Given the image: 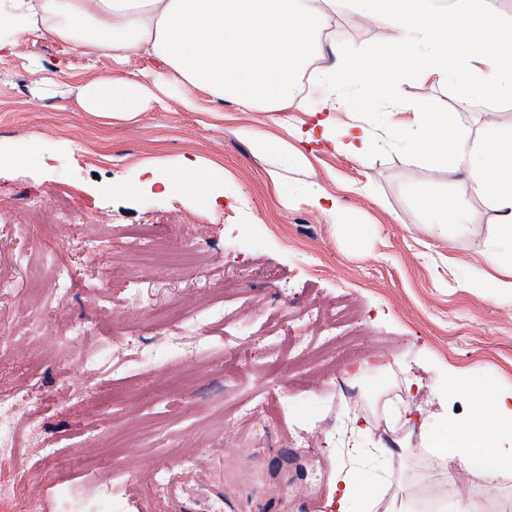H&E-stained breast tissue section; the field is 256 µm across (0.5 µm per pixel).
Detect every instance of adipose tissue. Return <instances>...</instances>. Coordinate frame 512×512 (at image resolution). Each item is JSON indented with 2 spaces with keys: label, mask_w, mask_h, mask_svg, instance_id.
<instances>
[{
  "label": "adipose tissue",
  "mask_w": 512,
  "mask_h": 512,
  "mask_svg": "<svg viewBox=\"0 0 512 512\" xmlns=\"http://www.w3.org/2000/svg\"><path fill=\"white\" fill-rule=\"evenodd\" d=\"M327 23L315 0H0V51L48 32L77 54L96 52L146 56L159 60L186 90L188 107L197 93L230 98L242 106L281 110L299 93L296 74L303 69ZM318 80L326 92V117L305 133L306 140L327 142L363 155L369 148L365 128L356 122L336 123L332 114L345 108L346 90L381 93L369 69L347 71L324 65ZM150 90L139 79L120 83L104 77L86 85L80 103L87 112L141 111ZM426 137H405L401 146L427 167L456 175L469 174L475 192L488 195L498 213L496 242L488 253L492 264L505 266L512 256V133L471 138L466 129L449 124L446 115L414 105ZM427 216L423 232L448 235L449 220L467 215L468 197L449 200L423 197ZM450 439L425 436L422 447L435 459L456 460L471 470L476 458L492 459L483 473L491 483L512 478V389L486 386L473 409L448 424ZM336 512H417L409 480L379 506L372 491L353 477L333 487Z\"/></svg>",
  "instance_id": "1"
}]
</instances>
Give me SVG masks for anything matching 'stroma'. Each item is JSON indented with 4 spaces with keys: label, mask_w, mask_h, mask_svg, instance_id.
<instances>
[{
    "label": "stroma",
    "mask_w": 512,
    "mask_h": 512,
    "mask_svg": "<svg viewBox=\"0 0 512 512\" xmlns=\"http://www.w3.org/2000/svg\"><path fill=\"white\" fill-rule=\"evenodd\" d=\"M327 31L330 42L359 48L391 36L383 21L361 23L341 4ZM320 64L311 58L300 97L279 112L203 94L190 109L174 82L142 111L101 115L79 107L84 86L132 79L158 62L78 55L48 34L0 56V335L11 343L0 353L10 426L0 481L24 472L38 512H177L157 476L178 477L182 464L208 458L214 468L196 477L204 510L218 487L233 512H329V487L348 468L325 396L334 374L371 366L357 410L371 445L409 403L425 409L424 433L444 437L478 388H512V302L469 286L486 274L512 282V269L487 260L491 198L474 194L467 175L447 177L396 150L369 158L315 145L297 162L291 131L311 125L324 104ZM400 92L448 109L472 137L512 131V106L418 79ZM254 135L284 148L256 152ZM187 159L201 164L214 195L163 188ZM146 169L158 184L144 185ZM315 194L338 200L359 226L357 243L311 206ZM426 194L470 199L447 237L421 230ZM142 236L174 252L195 249V259L157 263L131 248ZM221 288L241 295L252 335H226ZM103 295L112 305L104 326L95 319ZM342 303L359 312L353 351H337L317 372L285 352L268 361V314ZM177 308L197 320L171 332L159 317ZM74 320L87 323L89 343L66 340ZM408 378L421 385L412 398L402 389ZM297 430L308 447H294ZM390 470L387 483L372 468L365 477L385 501L409 476L419 512H433V495L506 498L477 474L446 483L447 463L431 464L422 449Z\"/></svg>",
    "instance_id": "stroma-1"
}]
</instances>
